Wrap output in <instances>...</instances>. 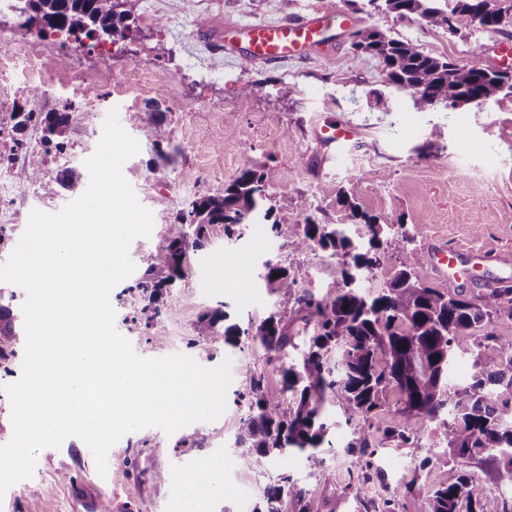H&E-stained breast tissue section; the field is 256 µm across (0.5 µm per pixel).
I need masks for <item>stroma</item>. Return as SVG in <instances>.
<instances>
[{"label": "stroma", "instance_id": "stroma-1", "mask_svg": "<svg viewBox=\"0 0 512 512\" xmlns=\"http://www.w3.org/2000/svg\"><path fill=\"white\" fill-rule=\"evenodd\" d=\"M132 5L131 35L114 43L106 58L100 43L87 38L73 52L53 36L18 40V16H0V62L21 51L35 67L25 84L0 83V96H10L19 112L70 115L59 145L45 144L43 127L35 122L0 143V154L14 153L19 144L40 145L44 159L42 174L32 183L0 167V264L20 240L32 210L55 213L74 200L60 182L63 170H73L80 185H88L84 162L96 150L108 113L152 108V120L123 125L140 144L123 174L152 212L154 225L150 236L131 243L135 270L110 293L115 325L143 357L184 354L209 369L231 359L226 410L215 421L196 422L170 435L157 427L126 433L111 449L112 473L105 478L78 438L42 449L33 476L0 497V512H83L82 501L89 496L110 512H183L180 479L204 458L222 463L223 470L220 482L200 500L201 512H260L264 488L286 478L306 489L307 512H380L389 489L412 480L420 495L397 497L396 512H418L420 496L461 474L472 475L512 512V487L498 482L489 456L420 470L407 449L387 445L362 474L358 498L345 491L357 472L340 448L325 454L335 473L328 484L317 482L300 456L285 461L255 457L250 465H239L235 440L247 376H263L269 390H278L281 363L257 345L233 349L194 334L197 317L207 308L223 309L230 322L242 326L273 309L292 313L293 299L266 286L268 260L306 266L309 277L300 290L334 294L335 257L317 247L296 251L288 230L312 219L348 225L354 240H366L364 225L337 201L342 190L379 223L418 225V249L441 240L475 253L464 274L467 295L480 292L481 280L512 278V268L497 260L512 253V97L481 107L419 112L409 92L388 84L378 59L354 51L351 35H343L332 57L313 54L262 65L239 55L216 59L196 34L213 16L228 23L272 22L328 7L344 11L346 0H132ZM357 20L359 26L412 41L426 54L459 65L469 63L474 47L512 40V28L498 32L467 21L452 34L415 17L402 20L381 11L359 13ZM78 71L94 77V84L74 90ZM102 72L111 74V82L97 81ZM147 73L157 75L158 83L144 89L140 83ZM246 83L253 93L245 99L239 89ZM336 120L360 130L338 162L324 160L313 139L316 126ZM464 140L469 143L465 151L460 148ZM160 148L166 159L157 157ZM253 166L265 175L263 206L284 194L294 200L292 208L277 212L278 232L260 218L247 224L234 243L215 231L202 250L191 253L185 277L164 297L161 328H153L147 301L135 287L144 272L142 255L162 252L190 200L223 193L241 169ZM15 331L0 346L6 353L0 358V445L13 435L3 387L21 375L23 321H16Z\"/></svg>", "mask_w": 512, "mask_h": 512}]
</instances>
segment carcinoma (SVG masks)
<instances>
[{"instance_id": "obj_1", "label": "carcinoma", "mask_w": 512, "mask_h": 512, "mask_svg": "<svg viewBox=\"0 0 512 512\" xmlns=\"http://www.w3.org/2000/svg\"><path fill=\"white\" fill-rule=\"evenodd\" d=\"M368 5L400 19L416 16L427 25L458 32L459 19L500 30L512 26V0H367ZM24 20L16 35L33 32L62 33L81 42V37H104L111 42L127 38L130 13L114 8L113 0H25L20 8ZM354 47L385 66L387 79L398 89L410 92L419 111L438 106L451 108L461 96L486 97L502 83L512 82V72L484 65L480 52L459 66L424 54L408 41L391 37L372 26L357 29ZM45 139L60 136L69 124L66 112L45 115ZM42 157H29L15 171L21 181L33 182L41 172ZM264 174L245 168L220 195H203L192 200L179 214V231L163 248L162 255L142 257L146 266L136 288L148 297L153 312L163 291L186 274L190 253L205 246L213 228L220 226L224 239L237 241L244 224L257 217L263 199ZM339 202L351 217L364 221L371 235L367 244L357 245L346 231L334 224L308 219L290 225L295 249L314 246L340 257L336 266L342 288L331 298H318L305 291L296 298L301 319L313 324L306 351L295 363L282 366L281 388L271 392L261 376L249 374L241 417L239 444L250 452L286 459L301 455L318 481L328 483L333 473L325 465V448L333 447L336 428H351L344 447L356 456L355 466L371 467L372 459L386 441H395L417 456L419 439L410 422L419 420L438 431L446 441L445 456H425L418 468L446 465L448 458L473 460L495 453L498 477L512 484V342L499 343L496 323L512 321V287L494 288L473 298L461 292L445 293L419 276L422 255L414 246L417 227L399 225L406 242L398 269L385 287L367 293L359 279L381 263L388 244L384 225L360 210L342 195ZM268 287L288 295L308 278L302 265L264 264ZM14 315L0 305V342L14 337ZM221 309L202 313L195 334L231 346L251 342L268 355L279 357L296 347L284 316L272 312L257 325L246 328L225 324ZM477 336L473 353L475 374L464 383L449 377L456 360L459 339ZM393 397L394 416L382 425L373 418ZM416 493L415 481L405 482L383 500L382 512H395L396 497ZM291 496L299 512H306V491L295 485L266 487V512H281L278 504ZM421 512H507L505 503L473 477L460 476L426 496Z\"/></svg>"}]
</instances>
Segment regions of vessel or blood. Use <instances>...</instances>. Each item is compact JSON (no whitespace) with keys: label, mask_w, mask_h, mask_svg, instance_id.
Returning a JSON list of instances; mask_svg holds the SVG:
<instances>
[{"label":"vessel or blood","mask_w":512,"mask_h":512,"mask_svg":"<svg viewBox=\"0 0 512 512\" xmlns=\"http://www.w3.org/2000/svg\"><path fill=\"white\" fill-rule=\"evenodd\" d=\"M354 23L351 15L331 8L289 21L233 25L216 20L207 25L202 34L214 54L240 51L250 60L277 63L312 53L332 54L335 47L325 36L327 25H336L345 32ZM357 135L354 126L341 121L323 124L315 130L316 138L331 160L340 158ZM462 258L459 248L436 245L429 252V267L435 276L453 284L459 280L457 267Z\"/></svg>","instance_id":"vessel-or-blood-1"}]
</instances>
